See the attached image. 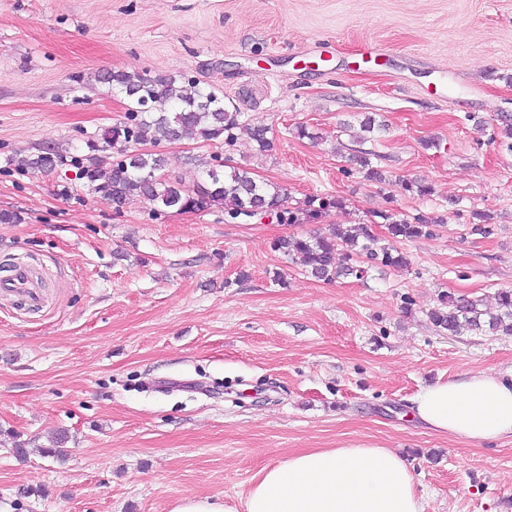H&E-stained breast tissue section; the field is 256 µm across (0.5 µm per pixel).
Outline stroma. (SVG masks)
<instances>
[{"instance_id": "1", "label": "stroma", "mask_w": 512, "mask_h": 512, "mask_svg": "<svg viewBox=\"0 0 512 512\" xmlns=\"http://www.w3.org/2000/svg\"><path fill=\"white\" fill-rule=\"evenodd\" d=\"M100 70L198 80L269 127L264 155L245 135L163 145L185 187L223 152L290 209L341 207L304 224L229 223L220 207L157 218L143 199L115 210L77 166L127 109ZM368 115L380 129L363 131ZM505 115L512 0H0V211L21 218L0 224V266L34 264L49 296L0 297V512L233 506L264 466L349 442L403 453L424 512H512V439L407 417L439 378L512 371V336H449L428 317L441 294L512 288ZM341 145L384 182L345 171ZM47 146L66 155L52 172L11 162ZM390 212L442 220L398 242L402 270L327 282L272 249ZM481 213L491 236L471 231ZM61 432L65 456H43ZM171 512H230L224 502L212 497H187L181 499Z\"/></svg>"}]
</instances>
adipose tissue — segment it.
I'll use <instances>...</instances> for the list:
<instances>
[{
	"mask_svg": "<svg viewBox=\"0 0 512 512\" xmlns=\"http://www.w3.org/2000/svg\"><path fill=\"white\" fill-rule=\"evenodd\" d=\"M408 418L473 443L512 438V371L467 372L410 400ZM242 512H424L406 459L390 448L350 442L308 449L263 467Z\"/></svg>",
	"mask_w": 512,
	"mask_h": 512,
	"instance_id": "adipose-tissue-1",
	"label": "adipose tissue"
}]
</instances>
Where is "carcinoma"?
Returning a JSON list of instances; mask_svg holds the SVG:
<instances>
[{
  "mask_svg": "<svg viewBox=\"0 0 512 512\" xmlns=\"http://www.w3.org/2000/svg\"><path fill=\"white\" fill-rule=\"evenodd\" d=\"M94 80L119 88L129 99L125 120L104 129L89 142L96 156L81 167V176L94 190L111 198L116 209L143 198L153 203L156 216L174 208L189 212L222 205L224 216L231 220L248 210H268L276 213L283 224L300 222L298 213L286 206V193L272 183L256 179L247 168L229 167L221 157L213 155L207 164L205 183L186 189L167 177L168 159L164 154L140 149L147 143L157 146L180 140H220L231 147L236 143L237 132L245 131L260 153L272 150L268 128L240 123L241 113L229 110L224 96L215 89L147 71L102 70L94 74ZM61 162L62 154L53 147L37 155L19 157L17 167L46 173ZM338 205L337 200L309 198L303 211L315 220L324 210ZM385 220L384 239L370 224L356 228L330 225L326 231L308 237H280L273 242V249L299 261L312 276L324 281L344 275L363 278L374 266L403 268L408 259L392 240L430 236L436 221L423 215L408 219L398 214L387 215ZM429 319L450 336L464 331L511 336L512 288L499 289L495 305L490 308L480 297L444 293L437 307L429 312Z\"/></svg>",
  "mask_w": 512,
  "mask_h": 512,
  "instance_id": "carcinoma-1",
  "label": "carcinoma"
}]
</instances>
